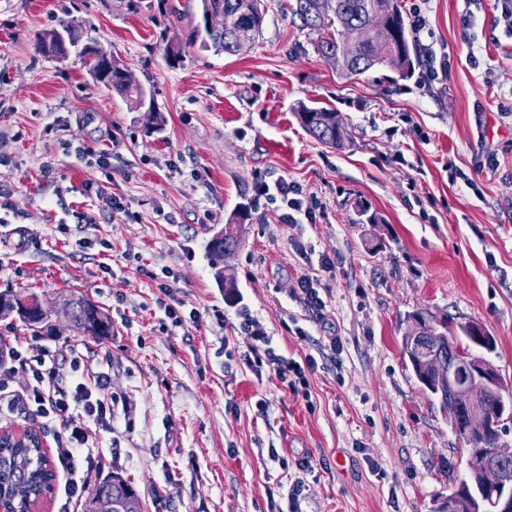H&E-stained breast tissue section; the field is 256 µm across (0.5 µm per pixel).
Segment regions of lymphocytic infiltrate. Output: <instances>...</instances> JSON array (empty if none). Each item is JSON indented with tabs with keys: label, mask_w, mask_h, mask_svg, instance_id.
Instances as JSON below:
<instances>
[{
	"label": "lymphocytic infiltrate",
	"mask_w": 512,
	"mask_h": 512,
	"mask_svg": "<svg viewBox=\"0 0 512 512\" xmlns=\"http://www.w3.org/2000/svg\"><path fill=\"white\" fill-rule=\"evenodd\" d=\"M257 198L281 210L282 217L291 224L315 221V211L306 205L303 190L287 179L269 182L259 178L253 184ZM253 343L248 360L255 367L267 366L286 383L294 395L308 396V370L314 369L313 359L305 363L288 362L276 354L265 332L253 320H245ZM32 338L16 341L9 351V361L0 365V408L18 417L37 416L56 431L55 457L62 477L59 492L65 502L81 498L87 485L83 471V450L89 442V423L112 419L115 397L108 390L103 377L91 376L80 356H73L71 367L76 374L71 388L60 387L55 378V358L49 350H36ZM27 376V387L17 391L13 387L16 372Z\"/></svg>",
	"instance_id": "1"
}]
</instances>
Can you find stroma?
Returning a JSON list of instances; mask_svg holds the SVG:
<instances>
[{
  "label": "stroma",
  "mask_w": 512,
  "mask_h": 512,
  "mask_svg": "<svg viewBox=\"0 0 512 512\" xmlns=\"http://www.w3.org/2000/svg\"><path fill=\"white\" fill-rule=\"evenodd\" d=\"M288 2L261 0V35L230 55L189 45L198 0H0V291L48 306L79 292L112 319L103 342L39 339L61 386L74 350L117 399L89 431L88 484L119 472L143 512H434L465 458L401 337L420 310L455 336L481 323L512 383V37L493 0H422L434 75L348 79ZM62 18L130 72L163 130L79 56L38 52ZM301 103L338 112L343 148L299 125ZM259 175L300 185L315 221L256 203ZM242 205L233 306L205 245ZM247 315L284 358L314 357L309 398L245 364Z\"/></svg>",
  "instance_id": "obj_1"
}]
</instances>
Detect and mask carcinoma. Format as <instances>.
<instances>
[{
    "mask_svg": "<svg viewBox=\"0 0 512 512\" xmlns=\"http://www.w3.org/2000/svg\"><path fill=\"white\" fill-rule=\"evenodd\" d=\"M224 12V29L216 30L202 23L210 11ZM291 15L299 20V27L316 35L314 48L319 56L332 64L336 71L347 78L361 77L371 71L386 68L409 78L421 62V50L410 34L398 0H293L289 5ZM264 12L260 0H200L189 43L202 51L233 54L242 42H252L260 34ZM58 26L42 33L39 49L54 54V41ZM125 69L119 62H112V76L95 77L96 82L119 96L135 99L142 105L144 91L124 79ZM301 127L315 140L332 148L343 147L348 132L336 120V112L324 107L301 104L295 109ZM248 217L246 210L237 212L224 225V233L207 242V256L214 277L224 288V299L229 303L238 300L236 284L224 276V261L233 255L242 242V224ZM78 309L75 330L82 336L105 340L112 335V319L102 308L84 297L70 299ZM0 317H13L41 336L51 332L48 314L38 305V296L24 289L0 291ZM421 313L409 315V324L401 339V349L413 333ZM420 324V323H418ZM447 326H435L431 321L420 324L424 336H436ZM512 393L508 384L498 380L493 396H482L484 410L492 414L501 405L500 399ZM499 438L497 431L483 424L471 439L474 451L492 447ZM41 435L30 432L22 440L8 436L0 439V505L7 512L12 510L11 498L19 482L29 487L30 494L39 498L51 488L53 473L48 470L40 448ZM112 502V512H141L140 499L130 483L117 473L103 478L90 491L87 512Z\"/></svg>",
    "mask_w": 512,
    "mask_h": 512,
    "instance_id": "cac0c4a2",
    "label": "carcinoma"
}]
</instances>
